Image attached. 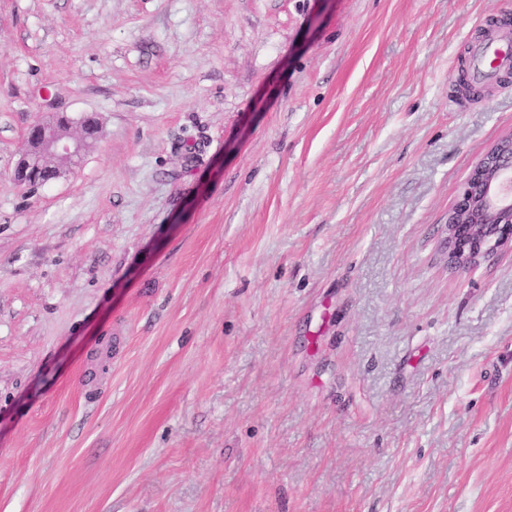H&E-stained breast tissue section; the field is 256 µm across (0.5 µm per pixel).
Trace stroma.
Returning <instances> with one entry per match:
<instances>
[{"instance_id":"obj_1","label":"stroma","mask_w":512,"mask_h":512,"mask_svg":"<svg viewBox=\"0 0 512 512\" xmlns=\"http://www.w3.org/2000/svg\"><path fill=\"white\" fill-rule=\"evenodd\" d=\"M512 0H0V512H512ZM45 113L69 176L12 179ZM512 61V37L504 33L477 44L470 63V78L483 84L495 79L499 68ZM30 130L27 150L14 172L18 184L28 188L34 187L31 184L32 170L48 169L53 173V179H56L60 170L58 167H49V163L60 161L65 170L76 167L99 133L98 125L96 128L80 126V130L75 133L72 120L61 114L39 119ZM512 134L493 145L448 208L441 252L447 267L464 270L512 243Z\"/></svg>"}]
</instances>
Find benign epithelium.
<instances>
[{
    "label": "benign epithelium",
    "mask_w": 512,
    "mask_h": 512,
    "mask_svg": "<svg viewBox=\"0 0 512 512\" xmlns=\"http://www.w3.org/2000/svg\"><path fill=\"white\" fill-rule=\"evenodd\" d=\"M99 128L80 127L72 120L51 114L38 120L27 137V150L20 159L14 179L31 186V171L47 169L59 161L70 170L78 165ZM51 169V168H49ZM54 177L60 170L51 169ZM512 134L493 145L472 170L457 199L448 208L441 252L446 266L464 270L489 260L497 248L512 243Z\"/></svg>",
    "instance_id": "7a95c632"
}]
</instances>
